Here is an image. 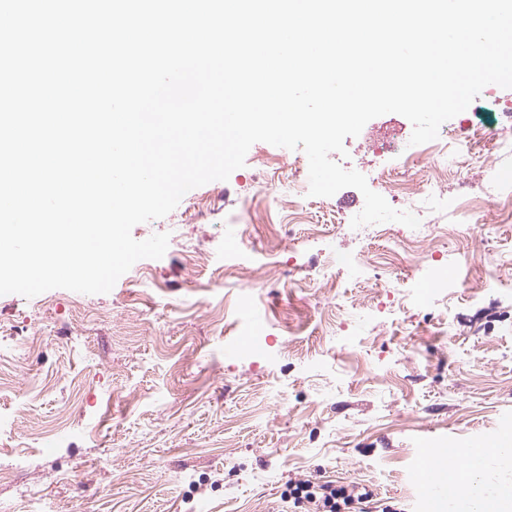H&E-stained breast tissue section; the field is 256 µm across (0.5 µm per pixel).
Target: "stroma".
Instances as JSON below:
<instances>
[{"label":"stroma","instance_id":"35a3bbf8","mask_svg":"<svg viewBox=\"0 0 512 512\" xmlns=\"http://www.w3.org/2000/svg\"><path fill=\"white\" fill-rule=\"evenodd\" d=\"M507 100L512 88L483 89L451 123L498 122ZM291 157L255 143L228 180L136 225L139 241L168 234L167 252L109 293L0 295V512H286L302 481L417 512L422 449L512 422V293L468 287L478 265L512 277V222L463 223L453 172L427 209L444 238L368 241L349 223L364 205L353 187L243 220L256 169L285 190ZM340 248L363 267L405 262L387 287L363 274L333 289L321 273ZM437 264L447 287L424 280ZM55 430L59 447L42 448Z\"/></svg>","mask_w":512,"mask_h":512}]
</instances>
